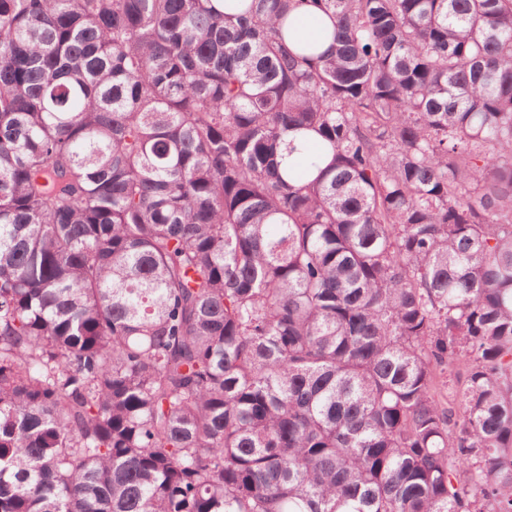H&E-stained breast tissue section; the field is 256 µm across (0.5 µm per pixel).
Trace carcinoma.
Here are the masks:
<instances>
[{
  "label": "carcinoma",
  "mask_w": 512,
  "mask_h": 512,
  "mask_svg": "<svg viewBox=\"0 0 512 512\" xmlns=\"http://www.w3.org/2000/svg\"><path fill=\"white\" fill-rule=\"evenodd\" d=\"M299 2L0 0V512H512V0ZM332 31V22L311 3L298 5L288 16V35L292 44L305 41L327 43Z\"/></svg>",
  "instance_id": "obj_1"
}]
</instances>
